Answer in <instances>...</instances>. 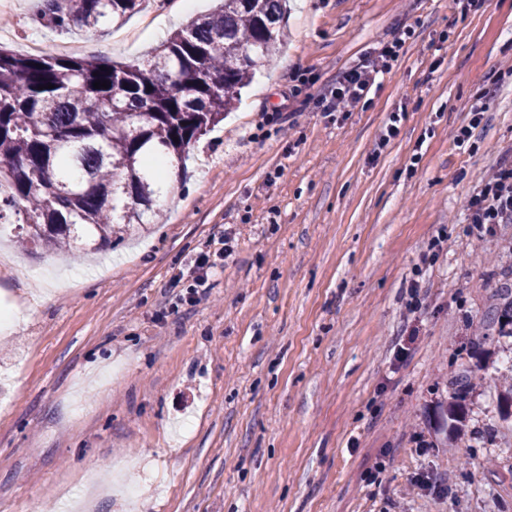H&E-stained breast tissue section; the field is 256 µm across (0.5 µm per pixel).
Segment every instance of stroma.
Returning <instances> with one entry per match:
<instances>
[{"instance_id":"1","label":"stroma","mask_w":512,"mask_h":512,"mask_svg":"<svg viewBox=\"0 0 512 512\" xmlns=\"http://www.w3.org/2000/svg\"><path fill=\"white\" fill-rule=\"evenodd\" d=\"M38 7L0 0V47L129 62L188 21L178 0H144L121 27L65 34ZM284 24L272 63L191 146L161 224L73 262L23 251L0 223L15 259L0 306L24 307L0 333V512H62L92 484L95 512H512V337L489 321L512 296V224L482 237L466 212L512 154V0L465 16L454 0H288ZM402 33L368 103L325 117L338 73ZM292 70L306 78L293 101ZM482 88L484 119L458 147ZM399 108V136L373 157ZM443 225L447 249L422 265ZM227 228L235 255L208 299L170 313L173 276ZM462 376L475 388L458 441L432 422ZM420 473L446 478L447 498Z\"/></svg>"}]
</instances>
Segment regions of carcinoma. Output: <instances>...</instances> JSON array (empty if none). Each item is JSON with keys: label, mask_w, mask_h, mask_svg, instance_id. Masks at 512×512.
Segmentation results:
<instances>
[{"label": "carcinoma", "mask_w": 512, "mask_h": 512, "mask_svg": "<svg viewBox=\"0 0 512 512\" xmlns=\"http://www.w3.org/2000/svg\"><path fill=\"white\" fill-rule=\"evenodd\" d=\"M143 0H41L51 30L119 25ZM282 0H224L141 62L0 48V221L25 224L27 245L107 251L154 224L169 190L154 166L184 175L192 143L224 121L254 71L273 61L284 31ZM101 80L109 88L96 89ZM54 88L48 89L46 85ZM512 336V299L497 306ZM467 392L448 404L459 422Z\"/></svg>", "instance_id": "cac0c4a2"}]
</instances>
